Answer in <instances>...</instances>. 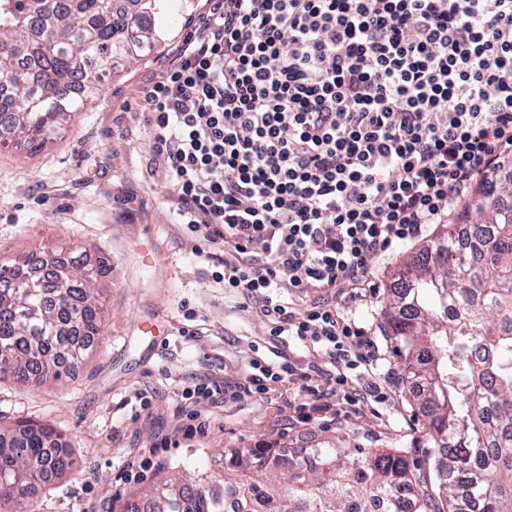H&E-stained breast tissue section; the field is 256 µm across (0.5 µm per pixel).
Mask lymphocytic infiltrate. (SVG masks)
Instances as JSON below:
<instances>
[{"label":"lymphocytic infiltrate","mask_w":512,"mask_h":512,"mask_svg":"<svg viewBox=\"0 0 512 512\" xmlns=\"http://www.w3.org/2000/svg\"><path fill=\"white\" fill-rule=\"evenodd\" d=\"M138 113L179 223L222 250L212 280L240 292L269 333L316 348L305 370L249 363V393L294 374L326 377L311 414L374 366L364 327L321 302L365 277L371 259L447 223L482 176L512 156V0H209ZM237 395L213 378L183 388L179 428H205L196 404Z\"/></svg>","instance_id":"1"}]
</instances>
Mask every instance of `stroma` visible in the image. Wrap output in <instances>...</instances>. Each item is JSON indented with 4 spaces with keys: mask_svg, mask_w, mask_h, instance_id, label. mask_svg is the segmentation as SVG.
Returning <instances> with one entry per match:
<instances>
[{
    "mask_svg": "<svg viewBox=\"0 0 512 512\" xmlns=\"http://www.w3.org/2000/svg\"><path fill=\"white\" fill-rule=\"evenodd\" d=\"M161 15L162 46L112 64L86 111L71 116L45 149L0 147V261L35 251L72 250L87 262L106 258L112 276L95 285L104 332L58 381L0 380V427L48 424L69 446L73 465L40 488L35 512H123L133 495L183 470L220 471L227 452L261 444L314 448L342 435L348 447L422 461L429 427L402 386V369L383 329V312L400 269L420 242L376 256L364 287L342 283L332 299L378 345L372 383L382 403L344 409L335 421L298 422L305 391L285 392L282 408L247 392L198 404L204 434L167 448L156 466L123 481L132 461L174 436L185 411L181 391L212 375L248 383L249 361L286 352L294 365L316 359L312 348L283 346L241 294L214 287L220 249L196 256V245L166 201L163 174L147 130L136 119L137 90L174 59L206 0Z\"/></svg>",
    "mask_w": 512,
    "mask_h": 512,
    "instance_id": "stroma-1",
    "label": "stroma"
}]
</instances>
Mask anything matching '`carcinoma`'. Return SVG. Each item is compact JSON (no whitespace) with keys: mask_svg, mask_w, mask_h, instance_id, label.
<instances>
[{"mask_svg":"<svg viewBox=\"0 0 512 512\" xmlns=\"http://www.w3.org/2000/svg\"><path fill=\"white\" fill-rule=\"evenodd\" d=\"M0 0V145L43 149L62 121L94 97L114 58L145 57L163 41L155 16L174 0ZM477 193L511 195L491 177ZM480 224L448 221L432 249L412 258L387 309L408 392L428 419L429 480L398 454L341 446L288 449L287 480L265 458L233 451L208 480L173 476L130 499L124 512H512V205L494 206ZM27 256L0 266V378L58 380L103 333L94 281L106 260L80 263L51 279L27 276ZM21 442L13 443L14 436ZM45 424L0 427V508L34 512L36 488L70 462Z\"/></svg>","mask_w":512,"mask_h":512,"instance_id":"1","label":"carcinoma"}]
</instances>
